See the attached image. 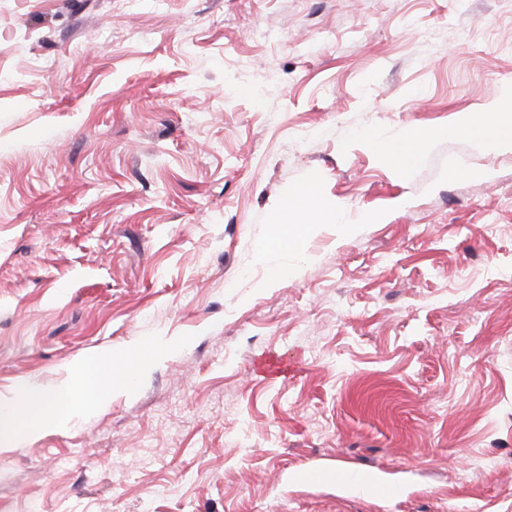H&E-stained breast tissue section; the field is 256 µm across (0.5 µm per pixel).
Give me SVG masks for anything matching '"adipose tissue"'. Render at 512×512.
<instances>
[{"label":"adipose tissue","instance_id":"1","mask_svg":"<svg viewBox=\"0 0 512 512\" xmlns=\"http://www.w3.org/2000/svg\"><path fill=\"white\" fill-rule=\"evenodd\" d=\"M453 131L467 137L475 148L483 152H511L512 86L502 88L496 94L488 109L487 120L480 122L471 115L462 114L459 115ZM429 142V136L414 131L392 139L373 136L367 139L369 148L375 154L398 162L401 170L404 171L410 169L411 165L420 158ZM309 212L329 223L341 224L345 221L341 211L319 201L314 185H300L270 216L271 223L282 224L287 228V234L282 241L283 246H296L300 230L299 217ZM149 364V357L140 348L131 350L127 354L126 364L120 369L114 368L111 355L101 354L76 363L74 377L67 387L54 392L45 391L31 384L21 387L11 415L9 432L11 441L19 444L45 425L64 424L66 417L61 411V399H69L71 406H82L83 393L90 390L96 376L108 375L114 386L130 390L134 388L138 374Z\"/></svg>","mask_w":512,"mask_h":512}]
</instances>
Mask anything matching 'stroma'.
Segmentation results:
<instances>
[{"mask_svg": "<svg viewBox=\"0 0 512 512\" xmlns=\"http://www.w3.org/2000/svg\"><path fill=\"white\" fill-rule=\"evenodd\" d=\"M508 83L512 0H0V408L181 343L0 512H512V152L450 132ZM312 180L356 227L280 249ZM366 141L375 154L382 159L395 160L400 169L406 171L423 154L430 137L424 133L409 131L393 139L369 136Z\"/></svg>", "mask_w": 512, "mask_h": 512, "instance_id": "35a3bbf8", "label": "stroma"}]
</instances>
